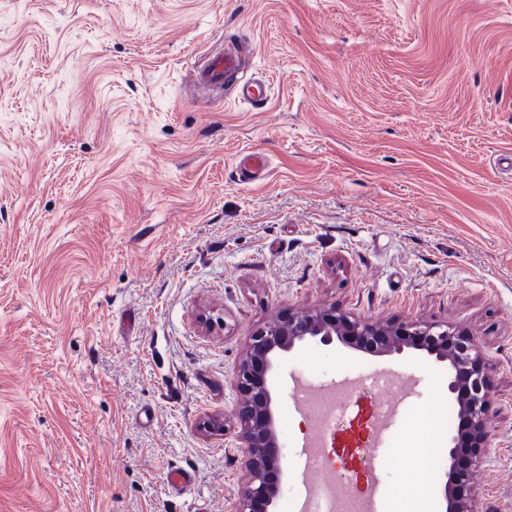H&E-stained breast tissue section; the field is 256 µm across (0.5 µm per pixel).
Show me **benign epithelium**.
Returning a JSON list of instances; mask_svg holds the SVG:
<instances>
[{"label": "benign epithelium", "mask_w": 512, "mask_h": 512, "mask_svg": "<svg viewBox=\"0 0 512 512\" xmlns=\"http://www.w3.org/2000/svg\"><path fill=\"white\" fill-rule=\"evenodd\" d=\"M336 342L378 354L421 350L448 363V396L477 424V433L472 437L458 431L448 440L450 481L444 484L445 510L480 512L471 478L492 442L487 421L493 401L491 378L476 339L463 330L450 331L438 324L416 320L374 324L334 309L276 318L250 337L235 379L249 402L240 410L244 474L233 512H275L280 483L270 474L283 473V454L278 448L281 421L274 405L282 361L298 347Z\"/></svg>", "instance_id": "obj_1"}]
</instances>
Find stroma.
<instances>
[{"instance_id":"1","label":"stroma","mask_w":512,"mask_h":512,"mask_svg":"<svg viewBox=\"0 0 512 512\" xmlns=\"http://www.w3.org/2000/svg\"><path fill=\"white\" fill-rule=\"evenodd\" d=\"M230 38L266 106L196 93ZM243 150L269 160L250 183ZM332 306L477 339L474 487L512 512V0H0V512H232L249 339ZM386 366L414 382L369 392L386 446L441 512L447 365L340 345L280 367L292 503L326 410L292 413L291 377Z\"/></svg>"}]
</instances>
